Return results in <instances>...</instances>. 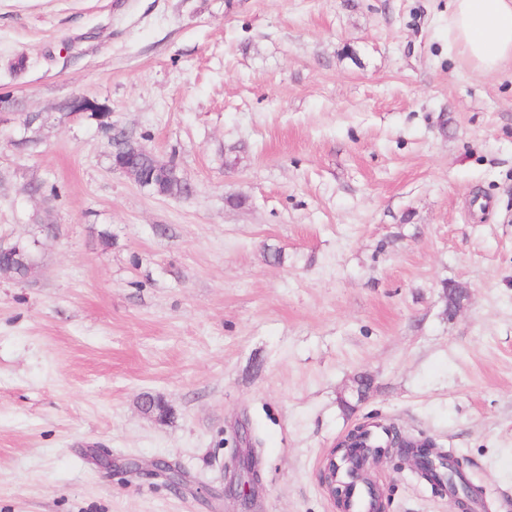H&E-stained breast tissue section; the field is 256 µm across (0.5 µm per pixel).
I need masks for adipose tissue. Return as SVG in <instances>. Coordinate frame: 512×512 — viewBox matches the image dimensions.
I'll list each match as a JSON object with an SVG mask.
<instances>
[{"mask_svg":"<svg viewBox=\"0 0 512 512\" xmlns=\"http://www.w3.org/2000/svg\"><path fill=\"white\" fill-rule=\"evenodd\" d=\"M448 46L483 73L512 61V0H450Z\"/></svg>","mask_w":512,"mask_h":512,"instance_id":"ef3b65f1","label":"adipose tissue"}]
</instances>
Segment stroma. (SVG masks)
<instances>
[{
  "label": "stroma",
  "instance_id": "stroma-1",
  "mask_svg": "<svg viewBox=\"0 0 512 512\" xmlns=\"http://www.w3.org/2000/svg\"><path fill=\"white\" fill-rule=\"evenodd\" d=\"M118 132L191 194L114 170ZM18 241L0 512H238L247 447L254 512H337L323 462L371 421L465 456L474 512H512V66L449 51L448 0H0ZM373 475L385 512H457L407 458ZM246 469V460H243L239 464L238 472L228 488L230 494L240 498L241 507L244 509L241 512H250L252 493L259 475L257 464L253 459L251 461V471L247 473Z\"/></svg>",
  "mask_w": 512,
  "mask_h": 512
}]
</instances>
